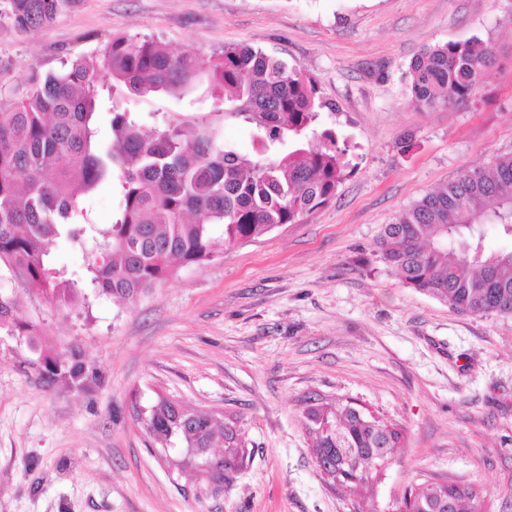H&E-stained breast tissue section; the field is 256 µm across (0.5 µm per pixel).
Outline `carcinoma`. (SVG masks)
Returning <instances> with one entry per match:
<instances>
[{
  "label": "carcinoma",
  "mask_w": 512,
  "mask_h": 512,
  "mask_svg": "<svg viewBox=\"0 0 512 512\" xmlns=\"http://www.w3.org/2000/svg\"><path fill=\"white\" fill-rule=\"evenodd\" d=\"M63 0H9L23 31L50 24ZM494 62L491 47L447 42L410 63L416 110L453 107L475 97ZM206 74L222 107L209 120H173L156 133L120 107L123 95L183 91ZM112 90V137L99 135L100 93ZM334 111L317 80L260 49L226 45L208 68L162 42L112 37L104 60L82 54L33 81L18 99L0 98V269L31 295L58 306L86 299L83 287L52 264L60 242L88 261L87 287L133 302L166 279L173 263L200 265L217 254L294 224L327 203L346 175L348 149L321 127ZM250 126L252 151L224 140L221 122ZM121 209L113 224L88 220L96 194L113 181ZM512 238V154L460 173L385 225L382 261L405 285L468 316H512V250L489 251L487 230ZM0 306V322L38 354L41 375L86 388L95 372L81 354L63 359L40 342L34 324ZM315 462L330 458L352 473L358 461L383 465L403 434L352 405L311 398L304 409ZM153 443L197 452L209 469L242 458L237 431L212 414L162 396L143 421ZM224 456L211 458L217 435ZM410 512H487L485 497L457 484L424 481Z\"/></svg>",
  "instance_id": "cac0c4a2"
}]
</instances>
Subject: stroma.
Returning a JSON list of instances; mask_svg holds the SVG:
<instances>
[{"instance_id": "1", "label": "stroma", "mask_w": 512, "mask_h": 512, "mask_svg": "<svg viewBox=\"0 0 512 512\" xmlns=\"http://www.w3.org/2000/svg\"><path fill=\"white\" fill-rule=\"evenodd\" d=\"M0 0V94L113 36L154 38L206 63L246 44L300 68L336 106L349 149L335 196L202 265L176 267L132 303L64 308L0 275V298L52 350L79 351L99 381L48 380L0 327V512H395L426 480L476 485L512 512V317H471L408 288L381 260L384 225L462 171L512 152V0H63L23 32ZM449 41L491 45L477 98L419 112L409 64ZM206 86L130 96L147 127L208 118ZM235 422L245 459L209 487L200 457L164 459L136 413L158 397ZM351 404L405 436L376 484L319 471L308 397Z\"/></svg>"}]
</instances>
